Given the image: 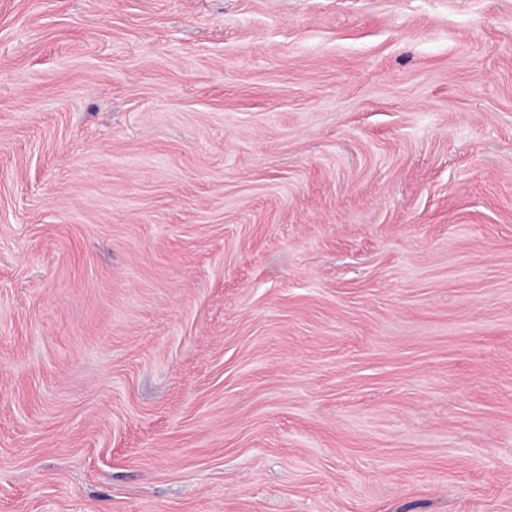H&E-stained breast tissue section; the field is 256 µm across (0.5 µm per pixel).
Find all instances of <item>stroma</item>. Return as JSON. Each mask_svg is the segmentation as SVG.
Here are the masks:
<instances>
[{
  "label": "stroma",
  "mask_w": 512,
  "mask_h": 512,
  "mask_svg": "<svg viewBox=\"0 0 512 512\" xmlns=\"http://www.w3.org/2000/svg\"><path fill=\"white\" fill-rule=\"evenodd\" d=\"M0 512H512V0H0Z\"/></svg>",
  "instance_id": "stroma-1"
}]
</instances>
